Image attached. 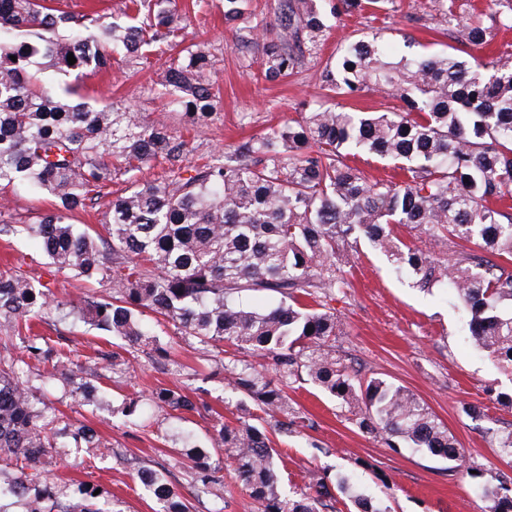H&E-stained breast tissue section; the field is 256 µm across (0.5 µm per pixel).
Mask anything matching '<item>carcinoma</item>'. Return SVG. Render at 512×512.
<instances>
[{"mask_svg":"<svg viewBox=\"0 0 512 512\" xmlns=\"http://www.w3.org/2000/svg\"><path fill=\"white\" fill-rule=\"evenodd\" d=\"M431 2L452 27V51L396 57L391 42L367 34L348 42L335 69L323 72L337 96L387 89L402 101L400 109L320 106L210 158L187 178L178 172L141 184L135 175L144 165L181 161L184 142L132 112L90 104L74 86L60 92L39 75L52 70L76 83L115 64L139 70L183 42L177 0H130L106 17L61 10L52 0H0V193L24 185L56 199L38 223L2 224L0 235L34 238L56 272L112 288L74 301L40 279L0 273V327L23 348L0 363V471L11 470L0 479V512H121L103 488L97 494L95 486L46 475L62 439L102 455L112 448L91 428L48 414L28 360L86 402L95 398L90 378L97 364L114 374L126 365L118 352L99 350L83 360L69 344L33 333L31 321L50 307L163 357L168 349L154 330L163 321L215 348L229 385L248 402L238 404L236 423L216 420L209 446L224 449L260 512H336L338 493L354 512L390 510L341 474L321 478L312 494L281 495L274 449L254 411L282 414L275 430L284 435L293 431L294 411L256 364L222 357L226 344L270 364L282 384L317 386L387 447L417 448L448 463L450 472L466 468L473 487L493 502L491 512H512V477L488 487L465 467L464 449L422 401L385 378L351 374L336 353V314L302 300L335 294L343 285L336 262L350 240L365 238L408 269L421 290L450 281L472 344L512 375V267L498 262L512 256V205L505 203L512 192V62L460 59L490 42V28L461 20L457 0ZM367 5L387 9L393 2L280 0L283 35L267 43L264 79L287 77L320 50L330 19ZM223 12L238 34L268 30L244 0H223ZM212 67L201 47L182 49L165 61L150 92L202 123L217 107ZM361 154L387 161L402 179L367 180L347 163ZM114 174L128 176L130 189L112 201L107 236L77 230L69 215L100 196ZM395 224L435 241L460 240L465 250L442 273L428 251L394 232ZM259 292L277 303L251 307L246 298ZM152 402L167 413L197 410L176 387L160 388ZM207 447L185 438V494L166 469H137L164 512H193L198 493L224 486V464L211 461Z\"/></svg>","mask_w":512,"mask_h":512,"instance_id":"1","label":"carcinoma"}]
</instances>
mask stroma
<instances>
[{"instance_id":"stroma-1","label":"stroma","mask_w":512,"mask_h":512,"mask_svg":"<svg viewBox=\"0 0 512 512\" xmlns=\"http://www.w3.org/2000/svg\"><path fill=\"white\" fill-rule=\"evenodd\" d=\"M395 10L367 9L337 18L317 55L278 83L263 79L264 51L268 42L260 35L247 45H236L224 23L221 0H203L191 14L195 40L214 60L212 80L221 92L216 112L193 126L183 112L152 99L148 88L154 68L134 72L121 66L84 78L78 88L86 100L130 108L149 125L167 127L188 142L185 167L203 164L211 156L235 147L243 139L298 119L300 113L329 103L322 71L334 65L336 52L349 40L373 29L394 42L412 37L431 51L452 44L447 23L431 12L428 0H396ZM129 183L116 176L97 200L72 213L78 227L101 231L112 199ZM55 200L48 195L10 192L0 197V221L34 224ZM348 281L329 306L342 330L336 347L348 363L366 376H382L420 398L466 451V463L478 468L486 483L499 474L512 475V460L501 457L493 430L512 429V405L496 401V393L512 392V377L503 374L485 355L474 351L463 331L461 312L454 305L452 288L420 290L408 274H397L391 261L366 240H359L341 262ZM22 271L50 282L57 296L81 297L106 293L101 283L83 277L54 273L33 241L0 237V272ZM42 334L63 337L80 351L111 350V336L86 332L83 326L47 315ZM130 364L122 375L98 383L97 403L75 402L62 388L47 391L46 404L63 411L73 422L93 427L109 443L112 454L96 455L87 448H65L47 466L50 478L75 479L107 488L120 501L123 512H157L159 505L135 477L138 466L165 465L170 479L186 487L182 467L183 439L203 442L212 431L215 413L232 419L230 406L238 396L230 386L210 378L215 363L208 348L183 341L171 349L165 364H155L141 350L127 348ZM181 386L201 412L176 419L148 405L160 387ZM299 418L292 434L273 436L283 466L279 490L288 496L314 486L323 473L350 474L367 491L390 505L392 512H489L491 502L476 494L461 474L412 448L391 450L378 437L361 432L347 409L313 385L289 390ZM138 400L141 408L132 418L118 413L122 400ZM474 406L482 420L467 417L463 409ZM196 512H257L256 503L242 489L232 466L224 468V493L201 495Z\"/></svg>"}]
</instances>
